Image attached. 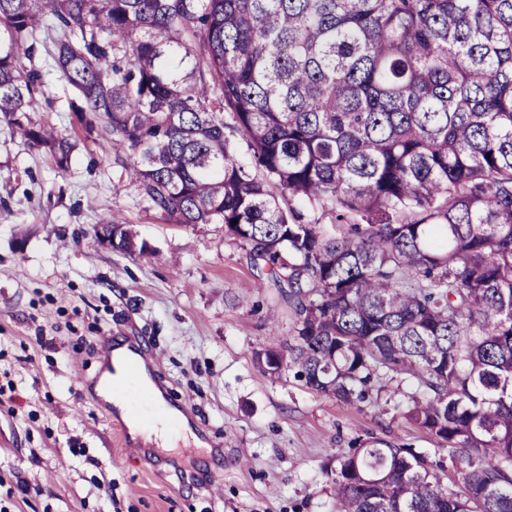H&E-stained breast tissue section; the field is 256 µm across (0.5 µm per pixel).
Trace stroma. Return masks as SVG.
Here are the masks:
<instances>
[{
  "mask_svg": "<svg viewBox=\"0 0 512 512\" xmlns=\"http://www.w3.org/2000/svg\"><path fill=\"white\" fill-rule=\"evenodd\" d=\"M46 103L33 120L72 138L65 165L0 116V512H330L340 460L359 446L435 448L402 406L410 383H375L366 402L317 393L256 355L293 334L280 288L220 224L156 215L121 161L74 134L75 92L38 53ZM119 214L142 254L101 245ZM146 337L166 398L189 406L218 454L141 456L95 401L102 337ZM199 470L201 484L182 471Z\"/></svg>",
  "mask_w": 512,
  "mask_h": 512,
  "instance_id": "1",
  "label": "stroma"
}]
</instances>
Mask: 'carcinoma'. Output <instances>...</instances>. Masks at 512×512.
<instances>
[{"label":"carcinoma","mask_w":512,"mask_h":512,"mask_svg":"<svg viewBox=\"0 0 512 512\" xmlns=\"http://www.w3.org/2000/svg\"><path fill=\"white\" fill-rule=\"evenodd\" d=\"M49 43L149 208L224 225L288 288L294 336L259 363L349 404L417 382L406 416L448 465L359 448L334 512H512V0H0V114L62 163L30 118Z\"/></svg>","instance_id":"obj_1"}]
</instances>
